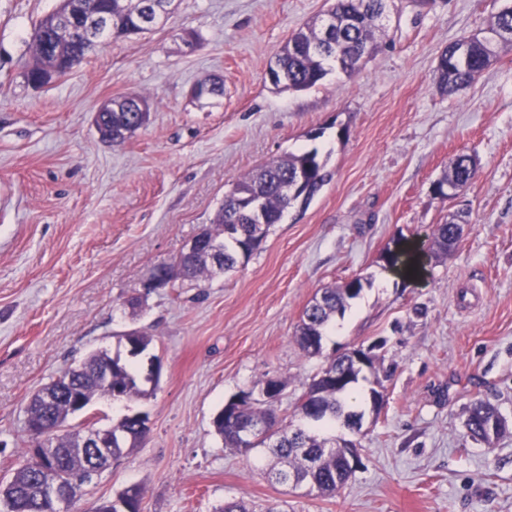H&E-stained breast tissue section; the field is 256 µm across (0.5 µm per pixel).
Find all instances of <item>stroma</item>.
I'll list each match as a JSON object with an SVG mask.
<instances>
[{
    "mask_svg": "<svg viewBox=\"0 0 512 512\" xmlns=\"http://www.w3.org/2000/svg\"><path fill=\"white\" fill-rule=\"evenodd\" d=\"M59 4L0 0V477L24 461L30 396L137 329L161 360L153 393L94 399L70 424L145 412L149 433L86 501L138 484L142 512H213L231 498L254 512H512V46L453 94L436 71L504 0H391L361 70L301 91L274 86L267 69L328 0H177L153 31L108 40L35 88L24 79L34 28ZM211 77L223 95L192 97ZM132 94L149 98L148 123L120 146L102 142L97 110ZM313 148L330 180L285 210L245 265L144 292L239 177ZM462 153L474 179L441 198L434 185ZM458 212L468 227L453 252L424 257L413 280L385 268L397 241L428 244ZM356 277L364 288L322 355L305 356L304 310ZM375 344L394 373L380 411L355 404L362 466L335 496L269 482L264 449L243 455L215 433L239 392L279 378L276 414L291 418L325 358ZM478 398L509 421L490 448L464 436Z\"/></svg>",
    "mask_w": 512,
    "mask_h": 512,
    "instance_id": "stroma-1",
    "label": "stroma"
}]
</instances>
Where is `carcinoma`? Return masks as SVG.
I'll use <instances>...</instances> for the list:
<instances>
[{
	"label": "carcinoma",
	"mask_w": 512,
	"mask_h": 512,
	"mask_svg": "<svg viewBox=\"0 0 512 512\" xmlns=\"http://www.w3.org/2000/svg\"><path fill=\"white\" fill-rule=\"evenodd\" d=\"M84 11H92L99 16L91 35L99 42L113 37L134 34L137 20L122 14L119 0H82ZM380 7V0H334L329 10L335 18V24L329 34H323L317 18L292 35L275 55L274 66L285 76V85L289 89L303 90L316 86L326 75L338 70L352 75L359 71L355 63L345 64V59L356 53L371 54L377 48L379 26L373 23V13ZM58 12L42 19L34 29L33 46L38 63L27 72V79L40 82L48 74L53 53H59V66L65 68L78 56L92 52L96 45L74 35L66 27L53 28ZM512 44V3L505 4L491 19L483 31L465 36L448 45L441 54L437 67L438 82L441 89L453 93L482 75L496 61L498 47ZM146 101L144 97H126L120 103V111L99 113V132L101 139L114 145L125 141V137L112 133V129L123 126L130 133L140 128L139 113L128 102ZM475 176V167L468 155H459L448 174L437 183L438 188L450 184L462 190ZM304 179L324 185L329 179L325 163L319 158L317 149L290 154L281 160L272 161L237 179L233 189L224 197V203L218 210L213 224L204 229L213 242L224 248V271H231L256 251L266 237L270 225L276 224L283 212L291 206L292 197L287 194L298 180ZM256 197L264 200L268 224L256 235L258 226L240 224L236 235L226 234L230 216L236 213L237 206L244 198ZM455 222L439 224L433 234L430 249L439 256H446L457 247ZM412 254L409 245H399L386 251L384 260L392 270L406 267L407 275L412 277L417 269L410 264ZM172 280L199 281L210 279L215 272L206 259L199 253H181L172 262L166 264ZM363 290V281L357 278L341 286L323 290L319 299L309 305L297 330L296 342L308 357L322 353L323 338L333 319L344 315L350 301L356 299ZM136 349L131 358L124 359L122 365L112 372V382H105L99 375L101 368L111 361L106 350L90 353L76 368L61 379H54L43 387L50 392L49 401L33 395L26 408L31 418L43 423V433L55 442L57 448L56 464L75 482L70 484L74 501L84 495L86 466L81 459L73 455L69 440L74 432L66 429L71 413L70 394L80 391L87 400L97 397L119 399L139 397L144 390L139 385V372L131 366L130 359L148 357V361L157 359L150 353L153 337L139 330L135 331ZM363 368L353 357L343 353L326 362L306 385L298 397L293 418L286 423H276L272 404L259 399L242 402L234 419L224 418V410H219L215 418V433L224 442V447L242 454L251 452V448L264 447L272 457L268 478L276 484H287L292 474L300 479L310 478L312 490L325 497L336 492L352 476L342 458L344 449L336 447V436L332 429L337 423L348 424L356 416L353 407L347 402V395L362 378ZM501 412L482 399L473 402L464 421L465 436L476 442L491 445L506 431L501 420ZM249 424H261L265 427V436L251 443L241 435V427ZM114 429L121 432L124 443L135 447L147 435L148 429L140 426L135 418H122ZM25 461L17 467L10 478L0 480V503L9 505L10 512H53L49 502L40 498L37 479L42 464L31 453V443L24 448ZM116 497L132 507V512H141L142 487L132 484L125 487Z\"/></svg>",
	"instance_id": "1"
}]
</instances>
